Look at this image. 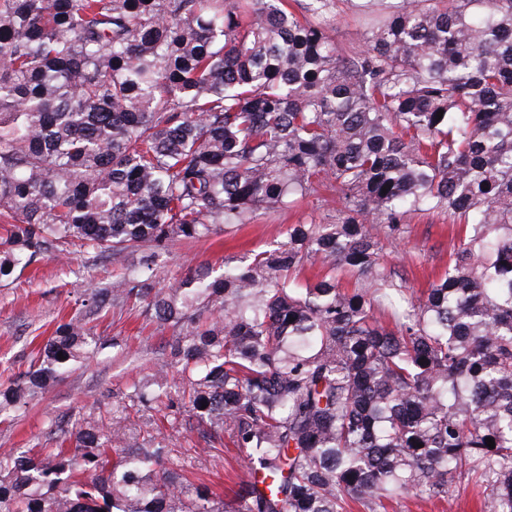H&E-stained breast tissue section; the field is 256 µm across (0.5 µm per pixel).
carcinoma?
<instances>
[{
  "label": "carcinoma",
  "mask_w": 512,
  "mask_h": 512,
  "mask_svg": "<svg viewBox=\"0 0 512 512\" xmlns=\"http://www.w3.org/2000/svg\"><path fill=\"white\" fill-rule=\"evenodd\" d=\"M323 190L336 221L218 275L159 288L125 265ZM435 211L458 247L408 296L381 239ZM0 222L1 285L73 247L120 266L0 385V415L134 301L173 370L129 398L208 447L228 434L253 475L226 502L167 448L110 460L121 421L62 419L70 447L0 453V512H387L465 479L512 512V0H395L349 55L288 0H0Z\"/></svg>",
  "instance_id": "obj_1"
}]
</instances>
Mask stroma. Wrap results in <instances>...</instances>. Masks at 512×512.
I'll use <instances>...</instances> for the list:
<instances>
[{
	"instance_id": "stroma-1",
	"label": "stroma",
	"mask_w": 512,
	"mask_h": 512,
	"mask_svg": "<svg viewBox=\"0 0 512 512\" xmlns=\"http://www.w3.org/2000/svg\"><path fill=\"white\" fill-rule=\"evenodd\" d=\"M329 22L337 47L346 54L357 51L371 22L355 0H334ZM336 215V198L306 201L261 210L249 223L203 242H179L158 262V279L167 285L185 277L191 268L222 267L283 241L289 225L329 222ZM458 245L443 213L410 218L400 240L386 243L382 258L399 270L408 288L421 292L446 269ZM115 273L111 260L77 252L60 260L41 258L13 283L0 287V384L27 370L38 340L47 338L57 323L80 311L89 282H110ZM102 345L96 357L75 366L62 380L27 407L0 419V448H52L54 423L63 416L90 415L110 421L121 418L123 428L113 438L123 448L152 438L174 449L177 462L191 480H202L223 497H231L240 474L239 451L232 442L210 452L199 448L197 431L171 427L161 412L134 405L126 396L128 386L169 362L166 345L170 331L158 330L139 308H112L90 324ZM483 494L475 486L463 488L452 504L401 500L395 512H483Z\"/></svg>"
}]
</instances>
